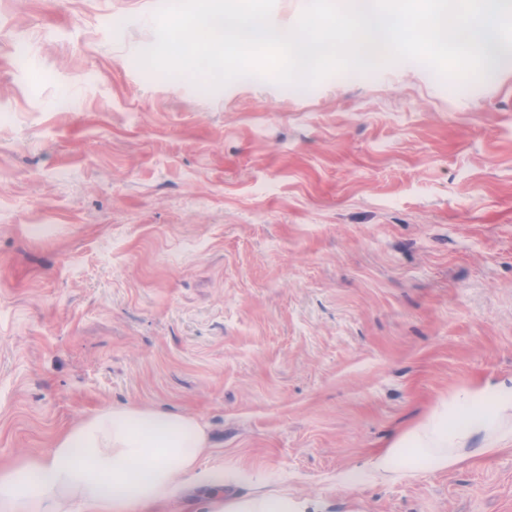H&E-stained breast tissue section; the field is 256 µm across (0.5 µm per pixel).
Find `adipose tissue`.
<instances>
[{
  "label": "adipose tissue",
  "mask_w": 512,
  "mask_h": 512,
  "mask_svg": "<svg viewBox=\"0 0 512 512\" xmlns=\"http://www.w3.org/2000/svg\"><path fill=\"white\" fill-rule=\"evenodd\" d=\"M467 401L465 416L434 412L373 454L371 476L452 469L474 437L488 456L512 447V387L477 388ZM209 447L195 416L110 405L60 434L48 453L0 466V512H152L190 487L210 489V512H323L322 502L285 489L227 495L223 472L198 465Z\"/></svg>",
  "instance_id": "obj_1"
}]
</instances>
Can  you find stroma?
<instances>
[{
	"instance_id": "1",
	"label": "stroma",
	"mask_w": 512,
	"mask_h": 512,
	"mask_svg": "<svg viewBox=\"0 0 512 512\" xmlns=\"http://www.w3.org/2000/svg\"><path fill=\"white\" fill-rule=\"evenodd\" d=\"M163 2L0 0V462L131 403L197 416L237 494L512 512V448L364 477L512 385V68L201 93L138 61Z\"/></svg>"
}]
</instances>
